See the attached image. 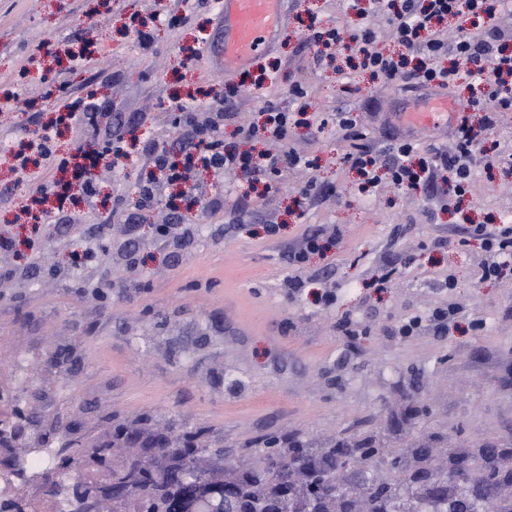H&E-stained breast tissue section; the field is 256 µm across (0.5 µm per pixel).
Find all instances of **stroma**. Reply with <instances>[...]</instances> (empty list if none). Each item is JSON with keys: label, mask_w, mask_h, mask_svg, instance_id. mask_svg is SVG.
I'll use <instances>...</instances> for the list:
<instances>
[{"label": "stroma", "mask_w": 512, "mask_h": 512, "mask_svg": "<svg viewBox=\"0 0 512 512\" xmlns=\"http://www.w3.org/2000/svg\"><path fill=\"white\" fill-rule=\"evenodd\" d=\"M285 10L276 45L228 76L210 54L217 0H0V230L16 241L0 256L15 271L0 280V339L21 340L49 360L69 406L81 409L78 432L111 419L148 436L197 432L202 444L223 448L212 458L217 471L261 464L270 439L310 449L363 435L379 448L512 447V272L482 280L490 255L457 235L464 219L512 216V112L486 144L498 163L475 175L461 215L446 196L398 191L381 167L377 186L362 192L344 161L350 144L331 125L320 134L293 129L289 149L313 165L288 168L268 186L236 171H203L205 205L142 210L148 167L137 158L98 170V196L74 208L79 223L48 216L38 234L14 223L48 169L34 152L27 172H18L12 156L53 124L51 94L61 88L75 97L105 90L114 111L142 114V140L177 156L179 91L191 90L206 112L215 91L238 86L240 104L221 135L260 151L262 137L244 130L267 105L297 108L289 93L297 84L309 113L353 112L367 142L382 150L387 123L412 105V91L382 87L338 60L315 64L300 34L312 21L367 26L389 52L387 14L357 17L347 0H288ZM150 20L155 42L146 51L135 32ZM86 43L97 54L72 69L68 51ZM274 65L278 73L254 96L251 79ZM311 181L322 193L297 209ZM270 223L277 236H267ZM161 224L177 225L184 246L162 238ZM313 230L337 231L339 243L310 256L303 292L289 295L287 254ZM132 248L133 269L125 260ZM390 269V288L378 290L376 279ZM324 291L334 293L332 306L316 302ZM448 306L459 318L447 331L395 335L401 321ZM345 316L357 336L344 335Z\"/></svg>", "instance_id": "obj_1"}]
</instances>
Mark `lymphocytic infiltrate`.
<instances>
[{
  "label": "lymphocytic infiltrate",
  "mask_w": 512,
  "mask_h": 512,
  "mask_svg": "<svg viewBox=\"0 0 512 512\" xmlns=\"http://www.w3.org/2000/svg\"><path fill=\"white\" fill-rule=\"evenodd\" d=\"M377 9L384 11L391 26V37L396 52L382 53L374 47L376 36L367 27L328 30L309 25L302 42L314 50L316 62L334 58L335 54L359 58L360 65L380 83L403 84L424 91L454 88L460 73H467L473 81V90L466 100V109L457 116L448 131L451 149L429 145L419 150L412 135L389 128L382 152L391 182L400 190L437 192L439 171L451 176L447 188L456 201H463L470 190L477 168H491L495 159L486 154L485 142L494 133L502 113L512 111V53L500 43L494 20L506 0H372ZM448 19L457 23L454 41H446L441 24ZM238 105V90L230 88L218 103L216 111L202 114L192 104L182 105L176 123L185 137L181 159L163 147L145 146L146 162L161 171L167 182L181 184L182 199L186 207L202 204L205 192L195 179L198 169L221 173L241 171L248 180L270 181L283 170L305 165V158L287 150L284 143L289 132L297 126L295 113L268 106L260 134L267 144L264 152H240L225 145L219 135L226 119ZM104 105L93 95L75 97L59 114L62 123L80 122L82 134L89 142V149L70 157L56 156L51 147L50 132L37 138V146L44 158L50 159L52 177L38 184L33 194L40 198H53L54 213L66 220H74L72 210L74 193L85 199L96 197L97 184L92 171L100 162L110 159L120 162L127 154L128 135L138 126L123 116H115L110 130L98 131V115ZM320 126L335 125L342 139L356 141L357 147L348 152L344 160L356 169L365 185L374 179L370 168L374 163L371 148L363 144L357 120L349 112H330L322 115ZM464 238L482 240L486 250L497 260L483 271V279H493L502 273L500 257H512L511 224H472L462 230ZM335 235L316 230L304 234L300 244L288 254V264L293 269L289 276L288 290L297 294L305 282L300 276L310 255L325 253L335 248Z\"/></svg>",
  "instance_id": "obj_1"
}]
</instances>
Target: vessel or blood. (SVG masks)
I'll list each match as a JSON object with an SVG mask.
<instances>
[{
  "label": "vessel or blood",
  "mask_w": 512,
  "mask_h": 512,
  "mask_svg": "<svg viewBox=\"0 0 512 512\" xmlns=\"http://www.w3.org/2000/svg\"><path fill=\"white\" fill-rule=\"evenodd\" d=\"M284 0H220L223 18L222 51L225 69L248 64L276 40L283 21ZM448 95L431 91L417 100L406 114L412 128L433 125L447 116Z\"/></svg>",
  "instance_id": "b4317fda"
}]
</instances>
